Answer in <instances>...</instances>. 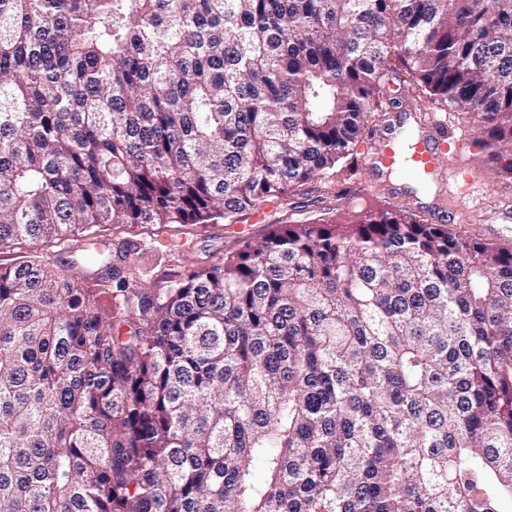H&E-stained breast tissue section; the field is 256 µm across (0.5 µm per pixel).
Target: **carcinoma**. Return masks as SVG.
<instances>
[{"instance_id": "1", "label": "carcinoma", "mask_w": 512, "mask_h": 512, "mask_svg": "<svg viewBox=\"0 0 512 512\" xmlns=\"http://www.w3.org/2000/svg\"><path fill=\"white\" fill-rule=\"evenodd\" d=\"M400 66L512 173V0H0V248L292 208ZM0 512H512V251L395 206L1 266Z\"/></svg>"}]
</instances>
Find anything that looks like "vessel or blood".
<instances>
[{"mask_svg": "<svg viewBox=\"0 0 512 512\" xmlns=\"http://www.w3.org/2000/svg\"><path fill=\"white\" fill-rule=\"evenodd\" d=\"M460 151V139L449 133L446 125L430 119L426 122L424 133L416 138L408 156H401L394 137L388 136L380 143L379 160L386 167L403 163L416 171L430 174Z\"/></svg>", "mask_w": 512, "mask_h": 512, "instance_id": "1", "label": "vessel or blood"}]
</instances>
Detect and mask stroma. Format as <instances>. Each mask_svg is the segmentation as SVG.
Returning <instances> with one entry per match:
<instances>
[{
	"label": "stroma",
	"mask_w": 512,
	"mask_h": 512,
	"mask_svg": "<svg viewBox=\"0 0 512 512\" xmlns=\"http://www.w3.org/2000/svg\"><path fill=\"white\" fill-rule=\"evenodd\" d=\"M387 97L392 105L369 122L362 142L352 159L353 176L321 178L300 187L296 206L284 209L274 203L244 212L237 224H101L92 227V236L109 240L113 247L112 266L121 272L138 271L142 283L163 288L188 270L207 266L216 257L237 249L242 238L258 240L277 224H306L328 220L384 203L404 205L428 218L429 222L448 225L464 238L481 239L512 250V174L501 165L489 162L477 144L480 126L473 115L461 111H443L419 95L416 82L401 73L390 82ZM443 121L463 142L462 158L475 186L482 193V206L474 211L464 204L449 203L441 196V175L430 185L402 179L376 167L366 157L368 141L391 132L400 122L418 128L427 117ZM332 193L330 204L320 203ZM38 255L64 268L72 256L63 245L40 238H25L0 248V266Z\"/></svg>",
	"instance_id": "stroma-1"
}]
</instances>
